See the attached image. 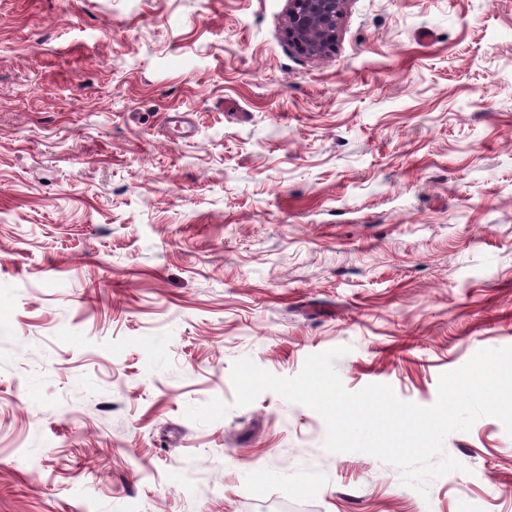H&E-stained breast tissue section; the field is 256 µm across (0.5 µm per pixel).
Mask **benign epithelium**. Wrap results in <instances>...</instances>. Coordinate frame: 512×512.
Instances as JSON below:
<instances>
[{
	"label": "benign epithelium",
	"instance_id": "obj_1",
	"mask_svg": "<svg viewBox=\"0 0 512 512\" xmlns=\"http://www.w3.org/2000/svg\"><path fill=\"white\" fill-rule=\"evenodd\" d=\"M348 0H288V40L300 53L324 55L334 49Z\"/></svg>",
	"mask_w": 512,
	"mask_h": 512
}]
</instances>
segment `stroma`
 Masks as SVG:
<instances>
[{"label":"stroma","mask_w":512,"mask_h":512,"mask_svg":"<svg viewBox=\"0 0 512 512\" xmlns=\"http://www.w3.org/2000/svg\"><path fill=\"white\" fill-rule=\"evenodd\" d=\"M0 0V512H512V435L427 495L233 363L433 405L512 346V0ZM186 116L177 132L168 115ZM348 0H288L286 29L301 54L324 55L334 49Z\"/></svg>","instance_id":"obj_1"}]
</instances>
